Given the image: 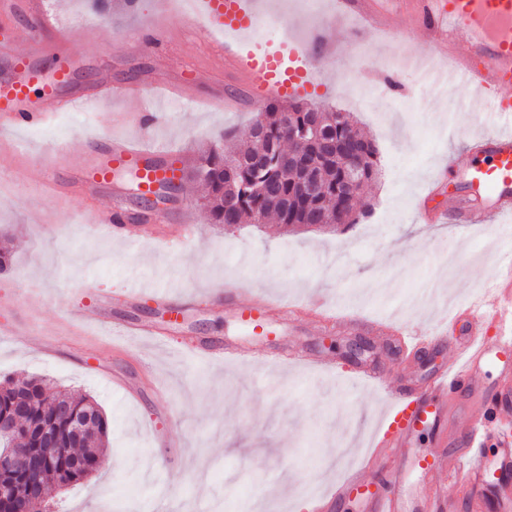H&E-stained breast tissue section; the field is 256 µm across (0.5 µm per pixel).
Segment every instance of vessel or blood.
<instances>
[{"instance_id":"b4317fda","label":"vessel or blood","mask_w":512,"mask_h":512,"mask_svg":"<svg viewBox=\"0 0 512 512\" xmlns=\"http://www.w3.org/2000/svg\"><path fill=\"white\" fill-rule=\"evenodd\" d=\"M340 8L358 10L367 26L379 24L382 0H337ZM415 24L426 35L421 52L428 57L451 56L456 75L490 95L494 109L512 120V0H407ZM29 20L30 43L16 52L9 39L0 40V53L10 58V74L0 80V124L31 128L43 124L49 108L70 110L107 94L142 102L150 93L144 84H115L101 77L96 91H69L73 74L85 56L68 53L63 44L48 46L41 32L50 21L44 0H23ZM195 15L209 35L225 37L224 60L251 88L257 101L296 94L306 84L313 57L335 59L333 39L316 30L305 42L279 41L258 52L237 42L240 34L256 31L265 18L255 0H194ZM463 32L469 49L454 52V35ZM482 162L463 172L469 194L452 196L448 208L462 223L498 224L512 233V130L502 129L479 140ZM96 157L71 171L69 178L88 196L118 194L112 181L118 170L133 171L142 194L160 183L178 180L183 159L159 146L131 139L103 137L95 142ZM129 219L121 207L104 212L99 227L115 238H126ZM225 306L240 320L263 327L272 311L288 309L287 301L269 295L241 300L227 294ZM326 325L336 322L383 335V321L337 319L334 310L316 296L303 305ZM416 350L447 343L448 363L430 379L412 386L393 384L380 365L361 367L356 376L380 390L388 404L369 449L357 465L343 470L330 490L313 500L316 512H326L337 500L357 498L362 512H458L448 496V483L464 478L469 486V506L480 512L486 496H493L497 512H512V486L493 482L491 470L512 471V440L498 437V422L512 414V254L499 264V275L474 301L450 315L448 323L426 330H409ZM185 350L233 365H251L249 349H204L195 340L184 341ZM495 368L497 380L486 384L483 375ZM430 432L431 452L417 446L422 432ZM495 448L492 463L481 451Z\"/></svg>"}]
</instances>
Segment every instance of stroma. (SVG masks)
Returning <instances> with one entry per match:
<instances>
[{"label": "stroma", "instance_id": "35a3bbf8", "mask_svg": "<svg viewBox=\"0 0 512 512\" xmlns=\"http://www.w3.org/2000/svg\"><path fill=\"white\" fill-rule=\"evenodd\" d=\"M46 4L67 30L72 51L96 47L77 84L91 88L103 74L115 82L157 83L147 129L155 143L191 158L222 131L248 137L254 110L245 103L227 110L212 100L218 92L237 91L233 73L196 22L169 0H140L134 13L123 0H112L108 18L90 0ZM385 15L397 26L388 36L362 31L353 13L336 14L332 0H278L268 28L246 38L254 46L288 31L302 41L321 28L340 43L336 66L310 63V83L299 99L353 113L378 148L380 175L362 191L372 212L343 229L287 233L246 221L227 231L197 207V189L187 183L171 191L170 200L175 208H195L192 233L139 220L138 239L130 245L98 227L111 197L90 200L72 187L50 195L41 174L62 178L83 165L89 137L137 138L139 127L125 120L131 105L109 100L53 113L21 132L0 130V140L20 138L34 147L0 173V253L10 260L0 271V379L37 376L91 396L111 422L108 469L79 485L49 489L52 512H210L215 503L221 512H300L357 458L376 429L384 400L350 372L274 368L264 375L250 366L190 357L180 339L245 346L269 358L301 348L348 369L376 362L389 367L394 381L400 377L397 348L362 330L329 332L313 319L289 322L276 314L257 335L223 305L196 302L195 292L234 282L245 300L262 292L301 302L317 293L370 319L430 323L471 302L495 278L498 252L512 249V237L449 218L448 198L460 187L439 178L449 162H472L473 137L493 133L485 120L487 99L462 80L451 93L426 91L404 61L407 48L423 41L422 32L393 0ZM151 28L169 35L139 52L122 51L123 41ZM177 74L195 81L194 104L168 99L161 89ZM59 136L69 147L49 156L45 149ZM428 186L440 216L429 229L414 210ZM164 233L168 241L159 242ZM134 277L147 290L175 283L177 324L158 314L148 294L134 304L120 300ZM105 294L115 298L114 320L171 325L167 345L116 341L90 324ZM33 334L56 339L61 358L49 361L32 349ZM353 340L368 346L361 358L346 352ZM116 374L139 390V399L113 388Z\"/></svg>", "mask_w": 512, "mask_h": 512}]
</instances>
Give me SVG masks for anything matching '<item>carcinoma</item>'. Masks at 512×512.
<instances>
[{"instance_id":"cac0c4a2","label":"carcinoma","mask_w":512,"mask_h":512,"mask_svg":"<svg viewBox=\"0 0 512 512\" xmlns=\"http://www.w3.org/2000/svg\"><path fill=\"white\" fill-rule=\"evenodd\" d=\"M292 122V131L282 126L283 115ZM265 128L262 136L239 142H229L226 135L213 139L193 161L189 178L203 189L202 204L214 224L230 229L243 220L253 224L275 223L286 231H295L310 221L316 212L339 217L344 224H354L370 215L369 205L360 196L364 185L378 174V149L359 133L351 116L345 114L335 124L326 123L325 137L336 142V148H324L309 141L303 129L310 122V106L301 102H270L264 108ZM359 137V165L356 191L345 192L350 174L342 167L337 148L351 133ZM305 151L321 173V191L309 198L301 193L300 179L280 163L284 145ZM262 155L265 163L254 166L249 159ZM16 406L26 410V419L19 428L18 439L42 454L37 433L49 428L59 434L62 447H79L81 451L52 459L41 474L18 476L13 479L20 497L15 508L25 502L37 505L44 499L49 486L60 487L80 482L99 471L98 456L105 455L109 421L99 404L92 398L54 388L45 379L25 380L6 378L0 381V412ZM92 415L94 438L69 441V420L66 413Z\"/></svg>"}]
</instances>
